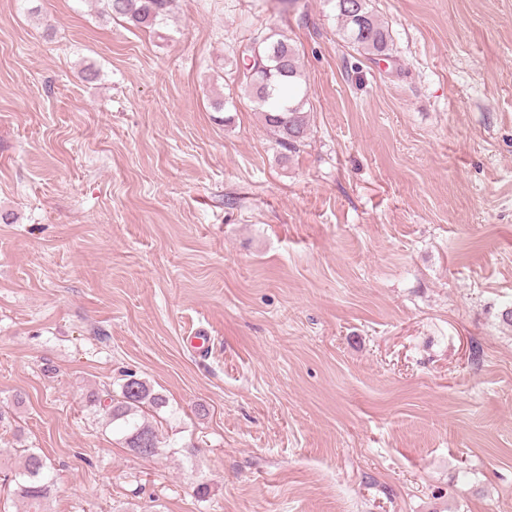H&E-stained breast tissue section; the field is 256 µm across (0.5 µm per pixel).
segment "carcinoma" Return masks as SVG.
<instances>
[{
    "label": "carcinoma",
    "instance_id": "carcinoma-1",
    "mask_svg": "<svg viewBox=\"0 0 512 512\" xmlns=\"http://www.w3.org/2000/svg\"><path fill=\"white\" fill-rule=\"evenodd\" d=\"M101 13L120 17L131 26L157 32L167 23L174 0H95ZM369 0H336V11L343 36L356 50L382 56L389 50L388 32L369 9ZM242 87L257 103L265 125L276 136L277 144L292 154L300 151L308 137L310 113L304 111L306 92L300 89L301 71L297 47L280 29H269L254 38L242 51ZM163 395L134 374L121 384L116 395L106 389L89 396V406L104 413L105 425L120 435V443L143 454L141 442L161 448L159 429L141 420L145 409H160ZM20 462L4 475L9 494L26 502L28 512H48L53 495L54 467L51 460L33 448H23Z\"/></svg>",
    "mask_w": 512,
    "mask_h": 512
}]
</instances>
